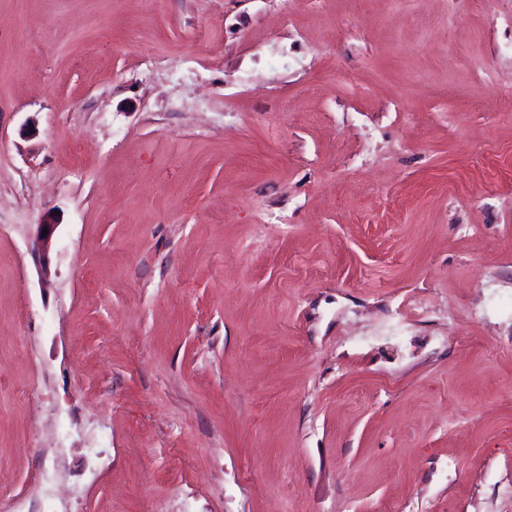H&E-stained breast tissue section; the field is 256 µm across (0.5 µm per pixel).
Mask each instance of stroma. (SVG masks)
Returning <instances> with one entry per match:
<instances>
[{
    "label": "stroma",
    "instance_id": "1",
    "mask_svg": "<svg viewBox=\"0 0 512 512\" xmlns=\"http://www.w3.org/2000/svg\"><path fill=\"white\" fill-rule=\"evenodd\" d=\"M0 490L512 512V0H0ZM44 227H47L48 229V234L46 236H43ZM57 227V223L52 218H49L42 224H39L38 236L35 241L33 251L38 258L39 263L44 268H46L49 261L50 244Z\"/></svg>",
    "mask_w": 512,
    "mask_h": 512
}]
</instances>
